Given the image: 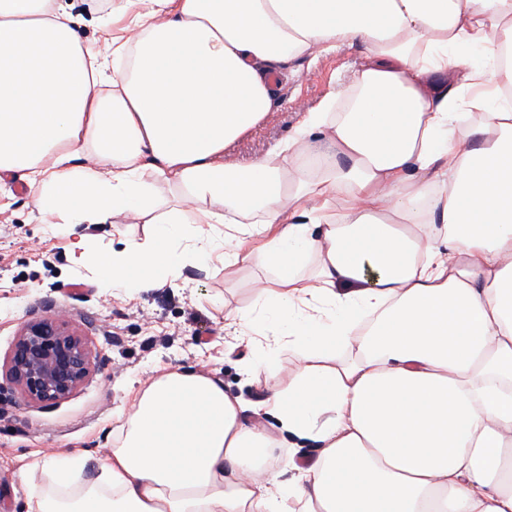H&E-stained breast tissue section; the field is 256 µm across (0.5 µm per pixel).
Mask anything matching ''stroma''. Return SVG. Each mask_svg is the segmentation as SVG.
Segmentation results:
<instances>
[{
    "label": "stroma",
    "mask_w": 512,
    "mask_h": 512,
    "mask_svg": "<svg viewBox=\"0 0 512 512\" xmlns=\"http://www.w3.org/2000/svg\"><path fill=\"white\" fill-rule=\"evenodd\" d=\"M368 60L367 48L358 44L291 64L279 77L280 105L230 148L229 161L250 164L287 139L298 102L314 107L341 93L351 72ZM151 232L130 215L118 224L51 223L24 180L0 174V366L21 326L46 314L76 327L92 357L83 384L55 405L29 401L15 389L0 402V512H26L31 487L19 469L35 452L83 451L88 472H95L112 446L111 431L130 409V388L144 387L161 372L179 367L218 374L226 392L250 404L285 383L297 365L295 351L284 346L280 371L247 375L252 348L224 320L250 304L255 281L275 282L273 269L244 262L228 276L215 259L186 266L159 288L114 290L74 261Z\"/></svg>",
    "instance_id": "obj_1"
}]
</instances>
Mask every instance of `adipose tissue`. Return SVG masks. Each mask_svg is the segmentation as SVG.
Listing matches in <instances>:
<instances>
[{
    "mask_svg": "<svg viewBox=\"0 0 512 512\" xmlns=\"http://www.w3.org/2000/svg\"><path fill=\"white\" fill-rule=\"evenodd\" d=\"M73 9L0 0V172L65 223L152 224L88 257L109 287L274 269L229 320L260 339L247 373L279 368L271 335L300 361L248 407L218 375L156 376L94 477L77 452L24 468L27 512H512V0H105L108 65ZM355 43L342 109L225 162L288 63ZM312 138L335 153L314 171ZM160 181L181 198L159 215ZM285 434L318 450L290 478Z\"/></svg>",
    "mask_w": 512,
    "mask_h": 512,
    "instance_id": "adipose-tissue-1",
    "label": "adipose tissue"
}]
</instances>
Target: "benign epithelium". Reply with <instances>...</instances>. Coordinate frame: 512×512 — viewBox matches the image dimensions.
Returning <instances> with one entry per match:
<instances>
[{
  "instance_id": "7a95c632",
  "label": "benign epithelium",
  "mask_w": 512,
  "mask_h": 512,
  "mask_svg": "<svg viewBox=\"0 0 512 512\" xmlns=\"http://www.w3.org/2000/svg\"><path fill=\"white\" fill-rule=\"evenodd\" d=\"M90 366L83 337L50 314L23 325L7 358L6 380L27 399L51 406L83 383Z\"/></svg>"
}]
</instances>
